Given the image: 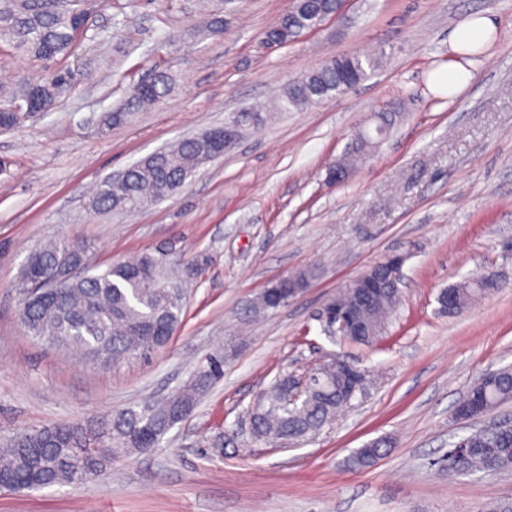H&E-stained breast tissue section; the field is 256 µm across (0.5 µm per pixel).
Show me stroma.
I'll list each match as a JSON object with an SVG mask.
<instances>
[{"instance_id": "35a3bbf8", "label": "stroma", "mask_w": 512, "mask_h": 512, "mask_svg": "<svg viewBox=\"0 0 512 512\" xmlns=\"http://www.w3.org/2000/svg\"><path fill=\"white\" fill-rule=\"evenodd\" d=\"M292 0H93L65 66L73 89L48 112L0 131V437L102 418L162 398L215 350L224 377L158 450L120 458L86 483L0 490V512H486L512 499V471L451 476L436 464L471 431L512 423V403L463 422L454 409L485 373L512 366V0H343L318 30L274 50L264 31ZM491 13L498 33L460 95L437 94L460 21ZM384 49L354 89L276 113L176 193L118 216L90 191L156 149L280 97L298 76L346 53ZM171 80L159 104L110 130L134 84ZM44 62L0 47V93L39 81ZM402 116L342 184L327 180L374 113ZM91 243L99 269L169 248L208 262L184 292L183 322L163 348L101 368L46 347L20 320L15 289L51 236ZM405 255L401 303L373 344L323 333L315 315L388 255ZM313 270L287 304L255 312L279 278ZM501 286L448 315L437 297L474 272ZM337 354L368 375L365 396L287 448L236 429L276 378ZM386 438L373 466L354 449Z\"/></svg>"}]
</instances>
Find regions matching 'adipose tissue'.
Wrapping results in <instances>:
<instances>
[{
	"mask_svg": "<svg viewBox=\"0 0 512 512\" xmlns=\"http://www.w3.org/2000/svg\"><path fill=\"white\" fill-rule=\"evenodd\" d=\"M497 31L495 19L484 13L459 23L449 37L453 58L432 72L431 85L448 96L462 93L473 79L469 68L472 55L484 48Z\"/></svg>",
	"mask_w": 512,
	"mask_h": 512,
	"instance_id": "adipose-tissue-1",
	"label": "adipose tissue"
}]
</instances>
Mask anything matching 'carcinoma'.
I'll return each instance as SVG.
<instances>
[{"instance_id": "cac0c4a2", "label": "carcinoma", "mask_w": 512, "mask_h": 512, "mask_svg": "<svg viewBox=\"0 0 512 512\" xmlns=\"http://www.w3.org/2000/svg\"><path fill=\"white\" fill-rule=\"evenodd\" d=\"M342 0H296L288 25L281 32L283 42L318 29L335 15ZM24 52L34 60L50 53L60 59L73 49V28L63 14L62 0H0V44ZM383 52L346 54L340 60L306 72L288 84L279 108H303L344 93L362 81L367 71L378 67ZM46 106H51L72 84H60L50 74L39 83ZM169 77L160 72L150 78L145 89L135 87L124 109L109 112L103 125L123 121L131 111L154 105L167 97ZM12 100L0 103V121L17 128L31 117L28 112L10 111ZM267 113L255 107L249 116L235 115L224 126L182 139L145 161L130 166L124 178L107 177L95 187L89 204L95 212L141 209L158 201L159 195L174 193L201 168L198 160L206 153L227 147L224 129L240 137L247 129L258 130ZM373 141L359 138L351 142L344 157L348 166L367 158ZM160 252H144L132 260L110 265L102 272L92 266L87 241L77 235L58 236L37 247L29 257L26 278L18 284L20 317L35 338L52 346L74 349L96 365L119 363L137 353L165 346L181 323L183 298L172 289L193 280L200 264L194 260L181 265V276L171 274V263L159 262ZM79 266L78 277L68 270ZM455 310L461 311L487 293L486 274H472L450 287ZM399 299V289L385 288L366 311L373 334L349 337L358 344L372 343L382 332ZM224 352L207 357L189 381L167 398L147 400L112 412L101 421L63 425L25 432L0 447V478L14 490L43 489L81 484L112 461L160 446L168 431L196 408L200 399L224 377ZM478 399L477 415L512 402V369L494 372L479 380L458 402L462 414ZM264 408L251 422L252 439L270 446L289 441L299 443L330 423L339 410L351 404L336 382L323 371L307 384L303 401L292 408L283 404L280 381L262 394ZM387 447L384 439L357 449L352 464L369 467ZM461 449L457 455L438 459L448 465V474H492L512 468V428L489 435L483 431L461 437L451 444Z\"/></svg>"}]
</instances>
